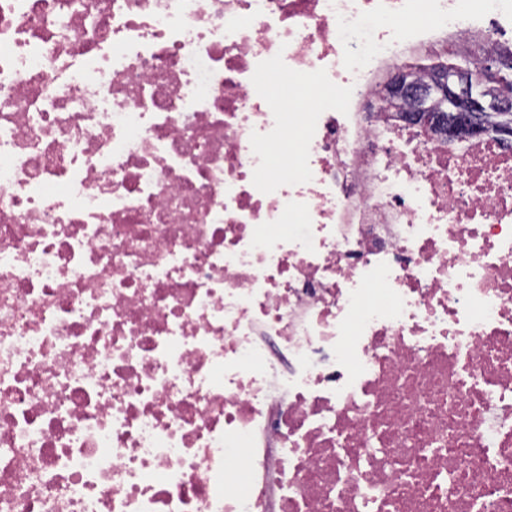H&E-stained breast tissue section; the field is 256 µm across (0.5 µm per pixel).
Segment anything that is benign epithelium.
I'll return each mask as SVG.
<instances>
[{
    "label": "benign epithelium",
    "instance_id": "1",
    "mask_svg": "<svg viewBox=\"0 0 512 512\" xmlns=\"http://www.w3.org/2000/svg\"><path fill=\"white\" fill-rule=\"evenodd\" d=\"M512 69L505 56L488 59L479 70L438 65L427 80L408 67L395 69L380 86L379 96L402 121L433 124L448 116V140L485 135L512 139V99L500 92L503 71Z\"/></svg>",
    "mask_w": 512,
    "mask_h": 512
}]
</instances>
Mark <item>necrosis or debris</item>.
<instances>
[{
	"label": "necrosis or debris",
	"instance_id": "obj_1",
	"mask_svg": "<svg viewBox=\"0 0 512 512\" xmlns=\"http://www.w3.org/2000/svg\"><path fill=\"white\" fill-rule=\"evenodd\" d=\"M475 35L512 0H0V512H512V147L377 101Z\"/></svg>",
	"mask_w": 512,
	"mask_h": 512
}]
</instances>
